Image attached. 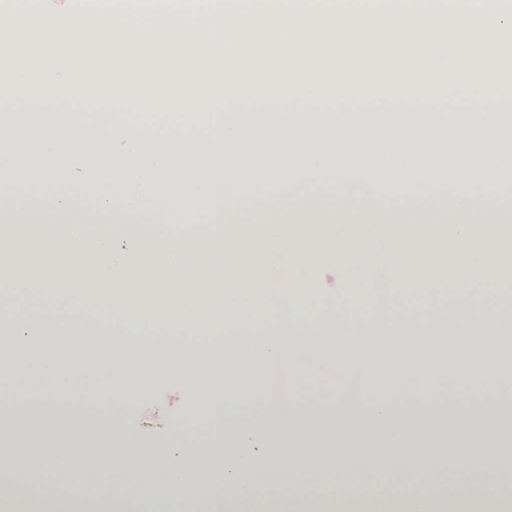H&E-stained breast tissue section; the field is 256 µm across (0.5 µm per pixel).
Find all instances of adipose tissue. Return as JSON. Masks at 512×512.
Masks as SVG:
<instances>
[{"mask_svg":"<svg viewBox=\"0 0 512 512\" xmlns=\"http://www.w3.org/2000/svg\"><path fill=\"white\" fill-rule=\"evenodd\" d=\"M512 160L404 149H204L193 167L40 164L38 185L0 189V251L20 241L63 261L22 278L0 267V354L11 378L48 381L66 399L76 384L96 409L150 391L157 372L177 370L199 399L205 439L218 464L174 448L112 439L78 448L56 438L37 465L56 495L21 496L27 471L0 452V512H512L498 493L512 475V421L497 402L512 392L498 354L512 338V312L491 297L512 280V196L501 175ZM100 178L95 205L40 186ZM345 185L326 202L317 183ZM397 188L386 196L388 188ZM203 196L206 234L172 232L173 203ZM332 256L363 285L393 277L389 310L350 320L341 303L303 299V276ZM89 299L108 326L38 314L43 297ZM271 301L263 317L256 302ZM286 365L301 388L268 395L242 377L245 364ZM361 368L370 416L301 420L328 371ZM439 393L480 400L475 427L394 414L391 401ZM248 403L272 409L275 427L235 417ZM474 485L467 497L439 474ZM430 482L429 497L420 486Z\"/></svg>","mask_w":512,"mask_h":512,"instance_id":"obj_1","label":"adipose tissue"}]
</instances>
